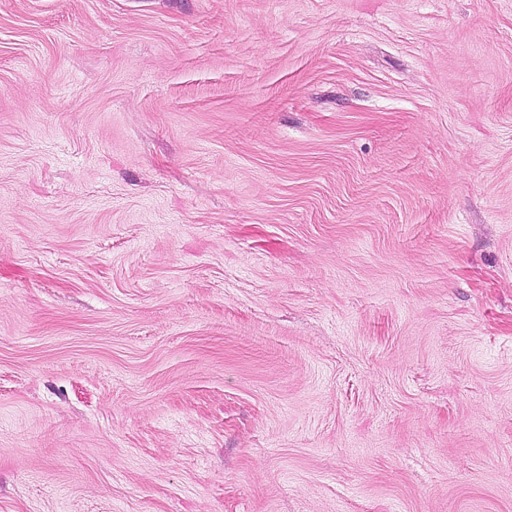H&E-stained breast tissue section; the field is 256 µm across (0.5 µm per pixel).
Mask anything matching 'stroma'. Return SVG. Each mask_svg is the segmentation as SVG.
Returning a JSON list of instances; mask_svg holds the SVG:
<instances>
[{
  "mask_svg": "<svg viewBox=\"0 0 512 512\" xmlns=\"http://www.w3.org/2000/svg\"><path fill=\"white\" fill-rule=\"evenodd\" d=\"M0 512H512V0H0Z\"/></svg>",
  "mask_w": 512,
  "mask_h": 512,
  "instance_id": "35a3bbf8",
  "label": "stroma"
}]
</instances>
